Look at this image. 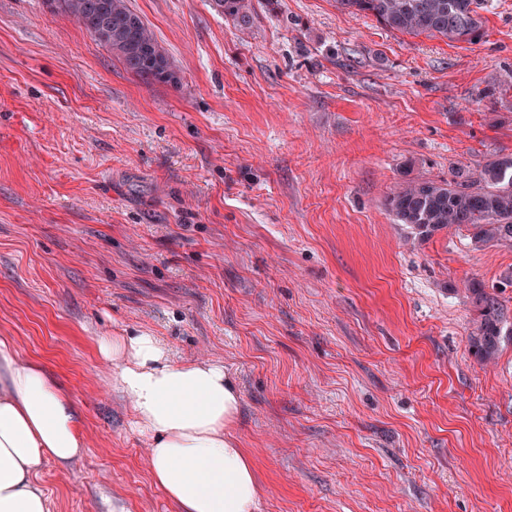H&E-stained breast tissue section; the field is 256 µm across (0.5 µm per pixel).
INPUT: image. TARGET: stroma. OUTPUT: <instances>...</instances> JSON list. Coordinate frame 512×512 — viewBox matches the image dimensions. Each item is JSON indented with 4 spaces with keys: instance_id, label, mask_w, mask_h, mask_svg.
<instances>
[{
    "instance_id": "stroma-1",
    "label": "stroma",
    "mask_w": 512,
    "mask_h": 512,
    "mask_svg": "<svg viewBox=\"0 0 512 512\" xmlns=\"http://www.w3.org/2000/svg\"><path fill=\"white\" fill-rule=\"evenodd\" d=\"M129 0L177 80L144 84L46 0H0V336L74 400L54 512H178L149 475L113 333L223 362L259 512H512V341L469 337L473 280L512 327V246L415 240L384 200L512 154V0L481 37L335 0ZM215 6L240 28H246L252 17L253 0H213Z\"/></svg>"
}]
</instances>
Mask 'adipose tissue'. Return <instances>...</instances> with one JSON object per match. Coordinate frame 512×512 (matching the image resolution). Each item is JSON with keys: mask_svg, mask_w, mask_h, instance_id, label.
I'll use <instances>...</instances> for the list:
<instances>
[{"mask_svg": "<svg viewBox=\"0 0 512 512\" xmlns=\"http://www.w3.org/2000/svg\"><path fill=\"white\" fill-rule=\"evenodd\" d=\"M149 440L152 483L180 512H258L262 490L237 436L240 391L222 362L172 361L151 333L98 342ZM84 441L70 396L0 337V512H52L36 477L43 463L68 465Z\"/></svg>", "mask_w": 512, "mask_h": 512, "instance_id": "obj_1", "label": "adipose tissue"}]
</instances>
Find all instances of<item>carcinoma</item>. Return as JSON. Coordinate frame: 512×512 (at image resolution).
<instances>
[{"instance_id":"cac0c4a2","label":"carcinoma","mask_w":512,"mask_h":512,"mask_svg":"<svg viewBox=\"0 0 512 512\" xmlns=\"http://www.w3.org/2000/svg\"><path fill=\"white\" fill-rule=\"evenodd\" d=\"M60 12L73 19L107 47L125 69L142 81L174 79L169 56L154 32L128 5V0H61ZM215 6L245 28L253 0H213ZM353 14L373 16L386 28L410 35L441 36L473 41L481 36L482 12L489 0H336ZM387 211L398 224L408 225L425 240L437 232L463 228L476 247L512 246V154L497 155L473 171L452 170L443 181L408 179L385 198ZM469 298L478 312L470 337L474 355L493 361L503 338L512 336L501 304L485 285L472 281Z\"/></svg>"}]
</instances>
